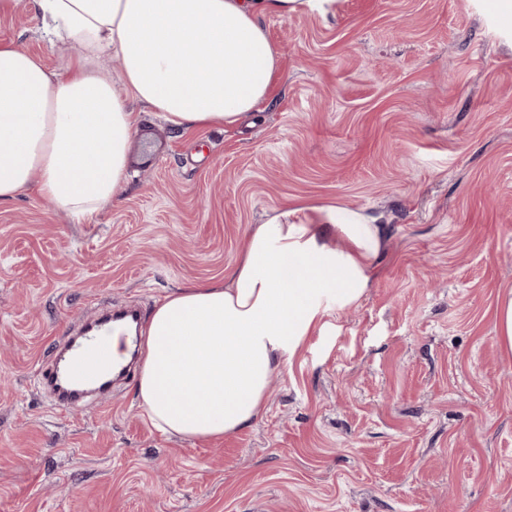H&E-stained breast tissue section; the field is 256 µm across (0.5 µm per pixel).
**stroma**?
I'll use <instances>...</instances> for the list:
<instances>
[{
    "mask_svg": "<svg viewBox=\"0 0 512 512\" xmlns=\"http://www.w3.org/2000/svg\"><path fill=\"white\" fill-rule=\"evenodd\" d=\"M270 97L229 130L172 128L93 223L29 186L0 202V512H512V18L497 0H337L267 17ZM0 41L58 74L27 13ZM381 215L376 275L273 380L260 419L167 436L136 375L61 410L40 385L106 305L223 281L272 211ZM497 320L500 340L507 350L512 351V291L503 297Z\"/></svg>",
    "mask_w": 512,
    "mask_h": 512,
    "instance_id": "obj_1",
    "label": "stroma"
}]
</instances>
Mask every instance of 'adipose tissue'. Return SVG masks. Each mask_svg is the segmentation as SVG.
<instances>
[{"label": "adipose tissue", "mask_w": 512, "mask_h": 512, "mask_svg": "<svg viewBox=\"0 0 512 512\" xmlns=\"http://www.w3.org/2000/svg\"><path fill=\"white\" fill-rule=\"evenodd\" d=\"M334 0H0V16L33 13L48 40L77 53L66 74L0 43V202L30 183L79 223L128 176L138 118L151 106L178 129L235 127L265 101L279 51L263 19ZM118 58L119 78L101 71ZM386 241L378 216L349 208L288 212L253 227L223 282L158 300L140 342L136 394L166 435L220 439L262 413L331 308L357 304Z\"/></svg>", "instance_id": "adipose-tissue-1"}]
</instances>
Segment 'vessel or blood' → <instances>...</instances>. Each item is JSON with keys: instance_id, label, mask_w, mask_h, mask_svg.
Segmentation results:
<instances>
[{"instance_id": "vessel-or-blood-1", "label": "vessel or blood", "mask_w": 512, "mask_h": 512, "mask_svg": "<svg viewBox=\"0 0 512 512\" xmlns=\"http://www.w3.org/2000/svg\"><path fill=\"white\" fill-rule=\"evenodd\" d=\"M137 317V311L131 308L106 310L95 319L82 322L77 334L67 338L61 347L63 359L55 361L41 377L60 407L74 408L88 393H103L109 371L101 369V361L111 360L112 369L123 370L122 361L112 360L111 353L126 350L127 337L121 323Z\"/></svg>"}]
</instances>
